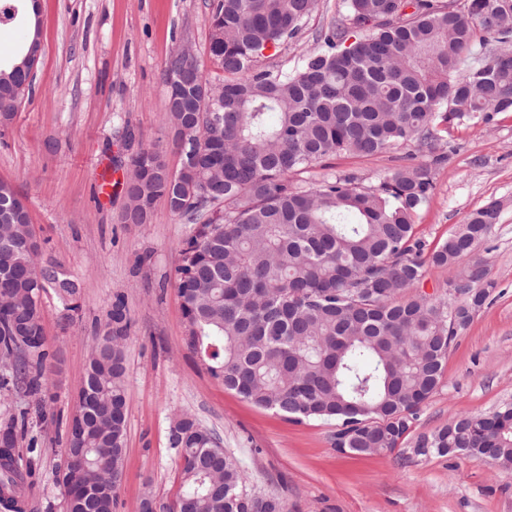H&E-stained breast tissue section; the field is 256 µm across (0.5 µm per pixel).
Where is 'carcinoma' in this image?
<instances>
[{"instance_id":"obj_1","label":"carcinoma","mask_w":512,"mask_h":512,"mask_svg":"<svg viewBox=\"0 0 512 512\" xmlns=\"http://www.w3.org/2000/svg\"><path fill=\"white\" fill-rule=\"evenodd\" d=\"M18 0H0V27ZM317 0H213L209 54L224 69L195 103L194 123L167 108L180 167L154 147L131 155L124 221L150 223L167 200L190 225L177 281L188 348L210 376L252 405L293 423L334 420L343 454L374 456L408 445L419 457L463 454L512 469V406L460 414L412 433L438 389L448 351L489 300L486 269L472 255L499 222L492 202L429 251L414 217L435 192L433 169L448 161L438 126L490 125L512 111V0H344L318 50L293 73L257 65L297 37ZM38 33L0 64V124L9 123L33 79L22 67ZM502 44L467 73L476 39ZM200 62L173 53L164 76ZM428 161L411 162L364 186L341 171L308 186L292 178L341 154L372 157L409 141ZM25 204L0 182V355L13 359L0 388L23 392L44 414L49 356L41 294L77 312L78 285L64 266L39 261ZM455 269L446 297L411 294L425 266ZM131 321L116 297L91 346L92 399L68 422L63 476L66 512H113L126 453L125 346ZM169 433L184 490L172 512H285L276 496L246 489L247 476L220 439L183 414ZM25 415L0 420V502L24 512L32 461L18 445Z\"/></svg>"}]
</instances>
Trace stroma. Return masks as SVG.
Returning <instances> with one entry per match:
<instances>
[{
    "label": "stroma",
    "instance_id": "stroma-1",
    "mask_svg": "<svg viewBox=\"0 0 512 512\" xmlns=\"http://www.w3.org/2000/svg\"><path fill=\"white\" fill-rule=\"evenodd\" d=\"M42 54L14 119L0 126V181L28 208L44 255L80 286L81 310L64 317L43 297L46 416L24 395L0 392V414H25L36 439L25 512H66L55 472L64 463L67 423L86 374L92 338L115 297L131 318L125 347L127 436L124 479L114 512H139L143 497L169 512L181 487L168 432L180 414L216 433L247 474L248 491L274 495L286 512H512V469L462 456L421 458L408 448L369 457L336 451L335 421L293 424L252 406L212 378L186 344L175 269L189 227L167 201L150 223L122 221L116 183L139 146L180 156L165 121L169 56L190 47L213 82L224 71L209 55L211 0H37ZM343 0H318L298 37L267 50L262 66L293 70L316 48L319 32ZM455 147L435 170V193L415 216L428 245L445 239L492 200L501 219L477 248L492 301L448 352L438 390L414 432L437 429L460 413L512 404V112L490 126L450 125ZM415 144L358 158L340 156L299 176L308 185L352 171L371 185L416 153Z\"/></svg>",
    "mask_w": 512,
    "mask_h": 512
}]
</instances>
